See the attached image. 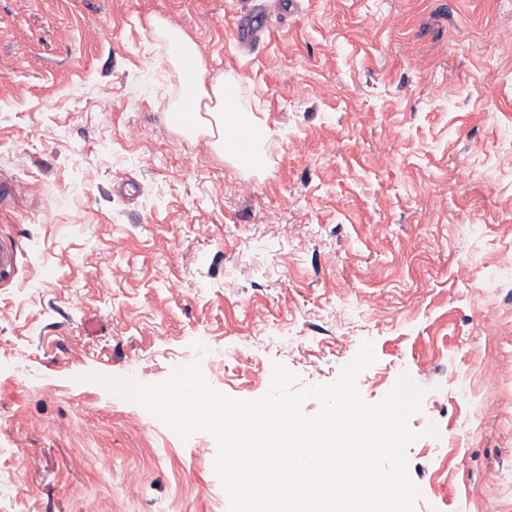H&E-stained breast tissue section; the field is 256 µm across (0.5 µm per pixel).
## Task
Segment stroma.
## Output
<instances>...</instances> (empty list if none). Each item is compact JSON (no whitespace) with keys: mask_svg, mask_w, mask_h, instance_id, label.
<instances>
[{"mask_svg":"<svg viewBox=\"0 0 512 512\" xmlns=\"http://www.w3.org/2000/svg\"><path fill=\"white\" fill-rule=\"evenodd\" d=\"M276 2L0 0V235L23 248L0 286V512H228L209 434L74 376L197 362L252 400L273 363L329 384L366 340L365 401L404 374L424 391L415 512H512V0ZM261 6L268 36L241 45ZM155 17L205 47V83L236 79L258 169L173 128ZM484 397L501 408L478 421Z\"/></svg>","mask_w":512,"mask_h":512,"instance_id":"stroma-1","label":"stroma"}]
</instances>
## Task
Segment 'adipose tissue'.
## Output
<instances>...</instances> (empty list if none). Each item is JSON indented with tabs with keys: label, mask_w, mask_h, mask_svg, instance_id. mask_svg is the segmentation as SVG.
I'll list each match as a JSON object with an SVG mask.
<instances>
[{
	"label": "adipose tissue",
	"mask_w": 512,
	"mask_h": 512,
	"mask_svg": "<svg viewBox=\"0 0 512 512\" xmlns=\"http://www.w3.org/2000/svg\"><path fill=\"white\" fill-rule=\"evenodd\" d=\"M175 126L189 137H210L212 149L221 157L243 162L244 157L231 139L233 132L257 126L253 113L243 110L227 80L204 84L202 79L187 81L175 108Z\"/></svg>",
	"instance_id": "1"
}]
</instances>
